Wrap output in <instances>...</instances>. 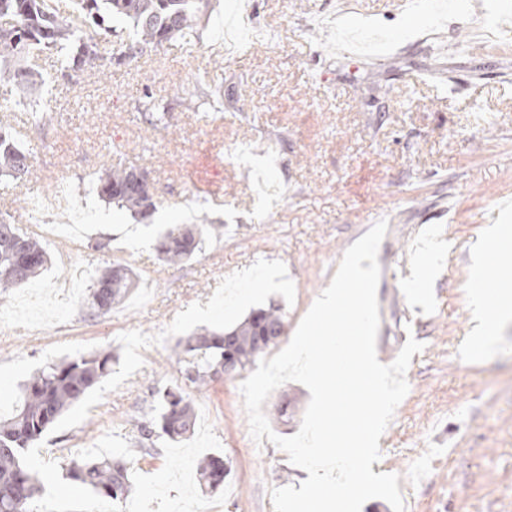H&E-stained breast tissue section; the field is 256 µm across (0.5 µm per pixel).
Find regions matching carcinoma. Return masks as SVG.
<instances>
[{
	"label": "carcinoma",
	"mask_w": 512,
	"mask_h": 512,
	"mask_svg": "<svg viewBox=\"0 0 512 512\" xmlns=\"http://www.w3.org/2000/svg\"><path fill=\"white\" fill-rule=\"evenodd\" d=\"M210 0H78L66 12L49 0H0V88L19 99L37 97L43 76L34 63L44 52L57 56L61 75L89 67L107 74L112 59L134 60L178 38L194 33ZM132 24L134 38L112 45L109 18ZM135 167L109 165L97 184L107 203L142 221L157 209L152 189L134 181ZM36 174L33 150L24 147L13 128L0 124V181L24 183ZM218 228L176 224L161 232L155 250L159 260L175 265L202 250L203 236ZM49 255L34 235L0 216V289L7 290L39 276ZM134 288L133 272L120 263L105 268L82 302L90 317L106 314ZM285 326L278 306L252 312L235 327L221 333H195L176 344L185 363L183 377L201 390L215 379L233 378L271 347L265 333ZM112 354L80 356L48 364L21 387V396L7 417H0V512H34L42 486L26 463V453L60 419L111 371ZM158 415L139 427V447L144 441L187 437L195 422L191 404L179 387L159 395ZM70 476L116 503L133 492L125 455L98 458L72 457ZM201 487L214 490L224 483V459L210 456L197 464Z\"/></svg>",
	"instance_id": "cac0c4a2"
}]
</instances>
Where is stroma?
<instances>
[{
	"instance_id": "stroma-1",
	"label": "stroma",
	"mask_w": 512,
	"mask_h": 512,
	"mask_svg": "<svg viewBox=\"0 0 512 512\" xmlns=\"http://www.w3.org/2000/svg\"><path fill=\"white\" fill-rule=\"evenodd\" d=\"M479 30L501 49L470 50L473 0H211L191 43L177 41L108 77L62 78L42 61L38 104L1 95L40 180L0 184V212L30 231L47 196L69 198L41 276L0 294V414L20 385L66 358L112 353V370L39 441L29 462L44 486L36 512H96L103 498L67 479L76 455H128L133 495L110 512H273L269 491L303 474L272 443L250 436L241 377L196 389L181 382L180 337L234 327L276 304L285 348L346 251L376 222L378 294L398 289L408 309L381 304L378 337H408L409 392L381 443L375 473L398 475L410 512H512V321L492 352L470 358L477 325L467 250L512 202V0H484ZM224 84L206 112L197 95ZM174 128L141 118L150 103ZM50 116L35 125L34 110ZM146 171L159 206L138 221L102 201L98 177L115 155ZM170 224H213L189 261L166 266L154 249ZM129 265L137 286L110 312L84 317L60 281L86 292L102 269ZM182 385L195 427L173 443L137 449L138 423L158 389ZM290 401L287 416L277 407ZM310 400L297 382L262 409L282 437L297 433ZM223 457V486L202 490L196 466Z\"/></svg>"
}]
</instances>
